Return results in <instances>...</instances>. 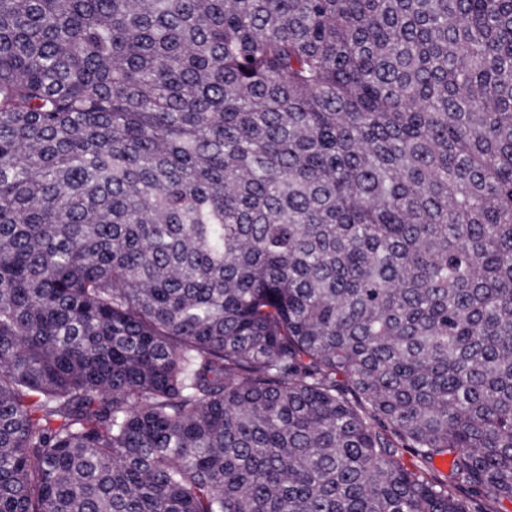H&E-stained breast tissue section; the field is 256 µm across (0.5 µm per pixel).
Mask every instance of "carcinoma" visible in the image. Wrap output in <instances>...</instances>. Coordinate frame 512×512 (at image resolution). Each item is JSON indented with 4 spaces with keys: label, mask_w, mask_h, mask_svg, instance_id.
Returning a JSON list of instances; mask_svg holds the SVG:
<instances>
[{
    "label": "carcinoma",
    "mask_w": 512,
    "mask_h": 512,
    "mask_svg": "<svg viewBox=\"0 0 512 512\" xmlns=\"http://www.w3.org/2000/svg\"><path fill=\"white\" fill-rule=\"evenodd\" d=\"M504 500L512 0H0V512Z\"/></svg>",
    "instance_id": "1"
}]
</instances>
